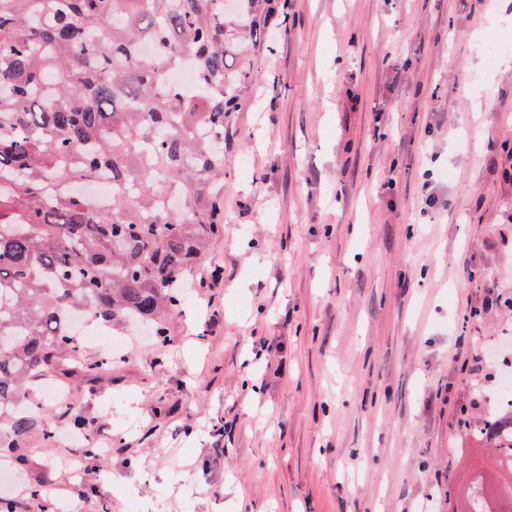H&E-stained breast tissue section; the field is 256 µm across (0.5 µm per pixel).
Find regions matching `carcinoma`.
<instances>
[{"instance_id":"obj_1","label":"carcinoma","mask_w":512,"mask_h":512,"mask_svg":"<svg viewBox=\"0 0 512 512\" xmlns=\"http://www.w3.org/2000/svg\"><path fill=\"white\" fill-rule=\"evenodd\" d=\"M254 29L224 0H0V418L7 442L40 427L26 385L64 352L71 321H159L224 223V135L242 74L226 58ZM151 48L149 57L143 47ZM189 66L196 88L170 74ZM109 179L95 207L74 191ZM467 435L504 482H470L460 512H512V404Z\"/></svg>"}]
</instances>
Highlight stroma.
Segmentation results:
<instances>
[{
    "label": "stroma",
    "instance_id": "1",
    "mask_svg": "<svg viewBox=\"0 0 512 512\" xmlns=\"http://www.w3.org/2000/svg\"><path fill=\"white\" fill-rule=\"evenodd\" d=\"M498 2L287 0L231 62L224 229L164 347L129 326L110 373L76 375L92 343L58 361L55 442L31 433L0 480L17 512H450L475 474L460 412L512 361V53L482 47L512 42ZM82 421L112 448L87 496Z\"/></svg>",
    "mask_w": 512,
    "mask_h": 512
}]
</instances>
